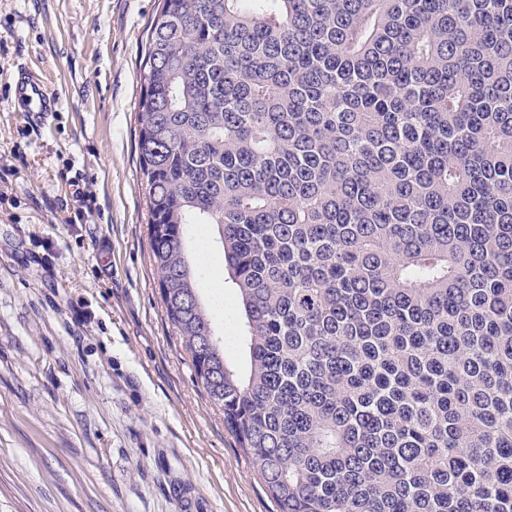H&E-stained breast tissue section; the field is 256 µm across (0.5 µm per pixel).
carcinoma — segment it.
<instances>
[{
  "instance_id": "cac0c4a2",
  "label": "carcinoma",
  "mask_w": 512,
  "mask_h": 512,
  "mask_svg": "<svg viewBox=\"0 0 512 512\" xmlns=\"http://www.w3.org/2000/svg\"><path fill=\"white\" fill-rule=\"evenodd\" d=\"M137 145L165 317L274 512H512V0H162ZM209 258L208 268L220 272L213 271L210 274L213 288H209L204 275L202 276L200 271V293L208 304L210 312L214 315V323L217 328L222 330L224 327V336H237L240 327L239 321L241 320L238 291L233 288L231 282L223 283L224 261L222 253L212 247L209 251ZM214 288H222L223 302L214 295ZM216 301H219L221 305L216 304Z\"/></svg>"
}]
</instances>
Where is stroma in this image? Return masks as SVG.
Instances as JSON below:
<instances>
[{"instance_id": "stroma-1", "label": "stroma", "mask_w": 512, "mask_h": 512, "mask_svg": "<svg viewBox=\"0 0 512 512\" xmlns=\"http://www.w3.org/2000/svg\"><path fill=\"white\" fill-rule=\"evenodd\" d=\"M160 0H0V512H273L169 325L137 156ZM86 201H76L74 187ZM200 293L237 336L238 291ZM12 100L29 113L35 125L43 124L51 112H56L59 99L35 75L27 72L13 75L10 84Z\"/></svg>"}]
</instances>
